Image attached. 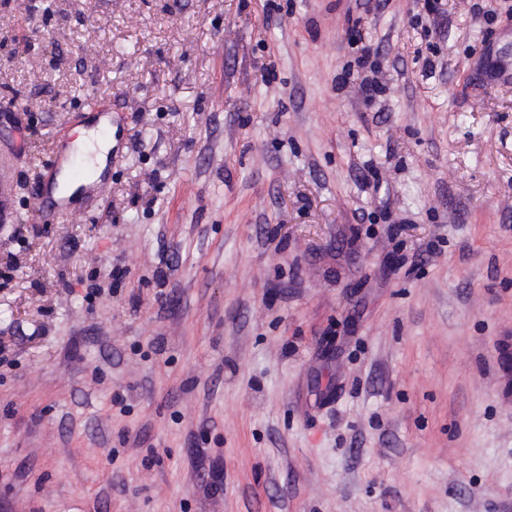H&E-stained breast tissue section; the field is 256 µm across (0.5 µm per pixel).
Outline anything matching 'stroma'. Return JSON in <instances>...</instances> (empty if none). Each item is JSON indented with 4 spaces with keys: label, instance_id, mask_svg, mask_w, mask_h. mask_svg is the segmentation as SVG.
<instances>
[{
    "label": "stroma",
    "instance_id": "stroma-1",
    "mask_svg": "<svg viewBox=\"0 0 512 512\" xmlns=\"http://www.w3.org/2000/svg\"><path fill=\"white\" fill-rule=\"evenodd\" d=\"M437 6L0 0V512H512V0ZM348 40L350 45H356L360 56L356 58V64L362 70L370 72L371 75H365L358 85L360 96L371 103L377 96L382 95L387 87L380 79L382 67L379 60L380 52L378 48H373L370 44H363L361 32L357 29V22L348 29ZM358 43L361 47L358 48ZM79 131L80 135L75 141L77 145L84 148L86 151L91 152L94 162L103 161L108 150L112 147V141H108L111 136L110 126L104 124L97 129V133L107 140L102 142L97 139L96 132L94 130H87L81 127ZM71 140L67 130L59 134L56 159L40 175L33 201L39 215L54 217L66 213L71 202L65 190L74 188L87 199L102 200L109 187L106 174L97 175L94 163L91 165L73 151L65 154ZM62 176L65 177L60 184Z\"/></svg>",
    "mask_w": 512,
    "mask_h": 512
}]
</instances>
